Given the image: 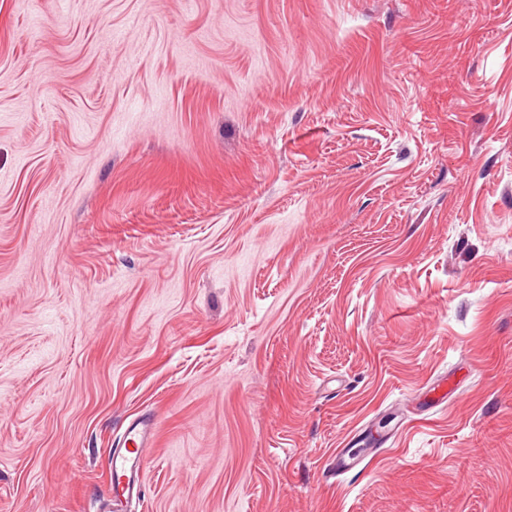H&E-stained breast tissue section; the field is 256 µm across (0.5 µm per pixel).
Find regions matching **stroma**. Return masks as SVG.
Wrapping results in <instances>:
<instances>
[{
    "label": "stroma",
    "instance_id": "obj_1",
    "mask_svg": "<svg viewBox=\"0 0 512 512\" xmlns=\"http://www.w3.org/2000/svg\"><path fill=\"white\" fill-rule=\"evenodd\" d=\"M0 512H512V0H0ZM153 435L150 421H141L128 432L133 448H124V453L112 457V485L117 497L131 498L140 493L141 454Z\"/></svg>",
    "mask_w": 512,
    "mask_h": 512
}]
</instances>
